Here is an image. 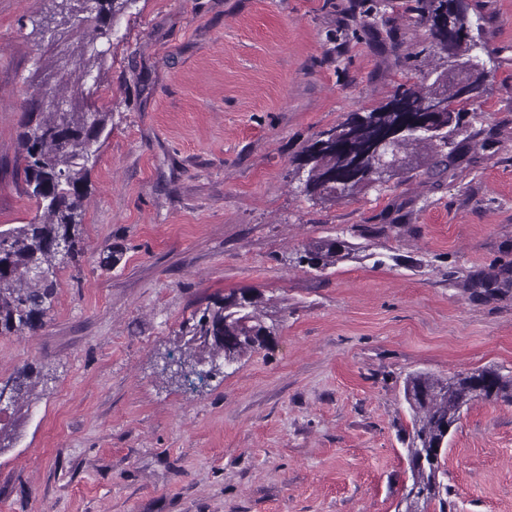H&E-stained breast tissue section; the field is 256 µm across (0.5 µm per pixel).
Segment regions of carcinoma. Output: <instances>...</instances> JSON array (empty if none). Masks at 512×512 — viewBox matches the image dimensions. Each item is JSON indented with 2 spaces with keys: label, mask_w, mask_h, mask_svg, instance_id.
<instances>
[{
  "label": "carcinoma",
  "mask_w": 512,
  "mask_h": 512,
  "mask_svg": "<svg viewBox=\"0 0 512 512\" xmlns=\"http://www.w3.org/2000/svg\"><path fill=\"white\" fill-rule=\"evenodd\" d=\"M136 0H60L62 19L81 14L76 25L80 33L77 45L65 51V57L54 61L56 88L52 98L66 103L67 112L51 109L35 113V125L24 118L19 131L16 169L23 172L25 192L34 198L41 210L40 221L0 230V335L25 330L35 332L44 326L43 318L50 310L56 287L57 268L69 263L77 254L79 226L84 215V202L89 194V174L97 163L101 138L107 128L108 113L91 110L93 87L99 76L93 68H103L107 52L103 41H111L108 24ZM410 8L422 23L429 25L432 45L447 55L448 63L466 78L480 83L484 72L473 69V50L485 45L470 36L472 21L465 11L455 13L451 27L458 37L448 39V31L430 21L440 18L446 0H415ZM390 0H358L359 28L355 38L370 32L378 22L386 21ZM442 88L448 101L458 100L455 84L437 74L432 83L418 89L406 88L396 93L381 110L365 114L356 127L344 121L320 134L306 151L300 168L306 170L301 191L312 199L334 200L359 194L379 183L368 176L347 178L353 159L363 158L377 140L381 130L398 119L393 107L399 102L409 112L421 111L422 93ZM463 145L441 138H404L395 144L407 164L393 168L388 177L413 169L410 160L425 152L429 161L427 174L442 177L451 172L462 155ZM366 247L347 239L319 238L305 246L301 261L323 271L337 263L360 258ZM512 284V265H504L492 277L476 276L469 288L477 295L494 297L501 287ZM278 323L274 315L264 311L261 295L256 290L231 292L207 306L193 323L180 328L184 340L179 362L185 377L204 378L198 367L203 362L224 359L233 365L247 354L265 347L275 335ZM5 384L13 388V404L31 402L36 382L34 368L24 365ZM403 399L412 420V433L406 448L412 484L403 496L405 512H427L436 502L440 512L448 507V485L443 481V451L448 434L460 419L461 410L475 400L501 401L512 404V374L484 368L458 373L441 379L416 370L403 382Z\"/></svg>",
  "instance_id": "1"
}]
</instances>
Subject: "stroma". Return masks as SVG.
I'll return each instance as SVG.
<instances>
[{"label": "stroma", "instance_id": "1", "mask_svg": "<svg viewBox=\"0 0 512 512\" xmlns=\"http://www.w3.org/2000/svg\"><path fill=\"white\" fill-rule=\"evenodd\" d=\"M407 2L345 44L349 0H135L119 18L80 252L44 328L0 336V381L40 372L0 452V512H398L405 376L512 372V289L467 287L512 262V0H463L488 76L457 105L453 176L333 202L300 189L321 132L438 65ZM52 8L0 0V230L41 216L13 166L28 95L53 85L33 29ZM339 234L369 257L301 263ZM245 288L282 310L270 347L183 386L167 366L181 325ZM443 458L453 512H512V405L471 403Z\"/></svg>", "mask_w": 512, "mask_h": 512}]
</instances>
